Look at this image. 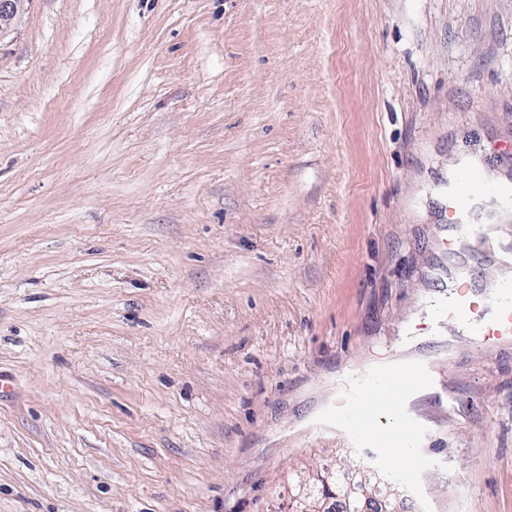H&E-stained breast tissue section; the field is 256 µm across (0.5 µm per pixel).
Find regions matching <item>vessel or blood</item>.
I'll return each mask as SVG.
<instances>
[{
  "label": "vessel or blood",
  "mask_w": 512,
  "mask_h": 512,
  "mask_svg": "<svg viewBox=\"0 0 512 512\" xmlns=\"http://www.w3.org/2000/svg\"><path fill=\"white\" fill-rule=\"evenodd\" d=\"M485 196L499 202L512 214V185L490 178L478 167L458 171L455 188L448 200V221L451 230L445 242L449 254L464 251L467 241L481 242L492 234H506L507 225L485 224L474 227L461 223L474 197ZM492 298L491 306L477 308L475 292L468 284H458L442 313L446 322L470 327L474 335L492 344L512 342V247L503 246L494 259V271L486 284ZM437 379L433 364L411 359L394 367L369 372L352 387L348 395L329 413L339 422L348 443L386 451L391 448H412L426 434L425 426L410 418L404 406L407 397L429 390ZM399 419L398 428L388 427L386 418Z\"/></svg>",
  "instance_id": "1"
}]
</instances>
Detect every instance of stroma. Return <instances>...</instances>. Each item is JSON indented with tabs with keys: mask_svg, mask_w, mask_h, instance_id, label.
<instances>
[{
	"mask_svg": "<svg viewBox=\"0 0 512 512\" xmlns=\"http://www.w3.org/2000/svg\"><path fill=\"white\" fill-rule=\"evenodd\" d=\"M512 182V0H29L0 37V512H512V344L429 305L448 174ZM433 362L425 471L320 431ZM326 472L317 474L316 477L308 475V482L298 484L302 479H299L298 485L295 489L294 495H296L302 486L301 497L293 500V508L291 512H304V510L296 511L299 508L307 509L310 505L319 502L320 506L326 498L336 499V497L342 498L346 505L344 512H358L362 505L363 497V485L358 484L357 486L351 487L341 478L339 474L332 472V475L327 476L328 485L324 483L322 477H325Z\"/></svg>",
	"mask_w": 512,
	"mask_h": 512,
	"instance_id": "1",
	"label": "stroma"
}]
</instances>
